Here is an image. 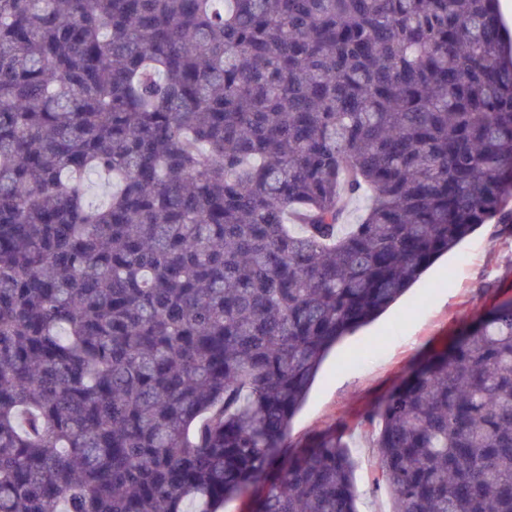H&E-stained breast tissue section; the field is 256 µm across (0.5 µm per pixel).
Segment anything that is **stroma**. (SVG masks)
<instances>
[{
    "label": "stroma",
    "mask_w": 512,
    "mask_h": 512,
    "mask_svg": "<svg viewBox=\"0 0 512 512\" xmlns=\"http://www.w3.org/2000/svg\"><path fill=\"white\" fill-rule=\"evenodd\" d=\"M512 297V229L490 218L457 248L436 260L395 304L341 339L324 358L292 420L289 452L346 420L357 461L361 512H391L392 498L376 484V450L359 417L375 407L409 372L444 349Z\"/></svg>",
    "instance_id": "obj_1"
}]
</instances>
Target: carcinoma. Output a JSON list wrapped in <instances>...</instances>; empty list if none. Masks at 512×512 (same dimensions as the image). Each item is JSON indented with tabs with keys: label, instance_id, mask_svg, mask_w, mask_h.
Segmentation results:
<instances>
[{
	"label": "carcinoma",
	"instance_id": "1",
	"mask_svg": "<svg viewBox=\"0 0 512 512\" xmlns=\"http://www.w3.org/2000/svg\"><path fill=\"white\" fill-rule=\"evenodd\" d=\"M498 2L0 0V512H358L350 424L291 422L512 223ZM359 424L393 512H512V299Z\"/></svg>",
	"mask_w": 512,
	"mask_h": 512
}]
</instances>
